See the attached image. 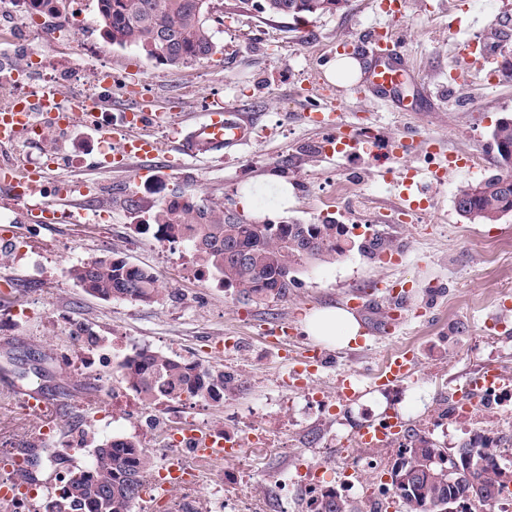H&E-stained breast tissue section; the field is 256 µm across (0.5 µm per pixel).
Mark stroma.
Listing matches in <instances>:
<instances>
[{
    "label": "stroma",
    "mask_w": 512,
    "mask_h": 512,
    "mask_svg": "<svg viewBox=\"0 0 512 512\" xmlns=\"http://www.w3.org/2000/svg\"><path fill=\"white\" fill-rule=\"evenodd\" d=\"M395 27L404 35L420 81L443 85L432 100L419 97L418 83L398 94L416 104L413 112H393L374 92L352 93L329 82L319 88L337 55H356V45L372 26L385 23L370 0H346L335 12L304 18L272 17L256 0H215L213 31L218 51L211 58L172 68L147 59L139 50L107 40L96 0H70L80 28L74 40L46 51L50 69L70 72L99 66L112 74L118 108L146 98L178 115L198 116L207 100L249 113L254 140L223 158L195 161L174 152L161 154L156 172L141 175L138 163L121 164L117 146L99 150L87 137L81 151L61 135L36 145L0 149V166L26 156L33 161L54 154L97 190L96 206L108 222L41 224L30 221L0 192V215L26 237L29 260L0 266V315L18 307L42 312L39 320L0 331V478L15 477L32 496L27 512H44L48 497L70 471L87 466L98 445L113 433L132 435L127 418L112 416V403L95 377L76 380L61 367L57 351L65 341L63 320L102 329L100 348L111 353L119 336L129 349L149 347L177 352L236 374L241 388L210 407L209 423L244 435L254 422L266 424L270 441L242 445L238 457L199 461L178 446L152 449L154 465L183 457L196 474L189 494L204 499L223 485L224 501L213 512H312L313 500L297 479L300 466L316 469L318 490L334 491L357 512H371L367 488H389V473L416 433L453 447L469 436L465 425L450 422L448 405L468 380L493 366L512 377V214L494 224L472 223L455 209L459 187L495 173L498 155L491 133L512 118V0H405ZM503 29L507 41L493 44L489 33ZM467 76L473 106L460 105L447 90L449 71ZM359 127H372L380 142L416 129L422 146L401 161L402 169L426 179V193H413L415 208L401 212L399 190L369 153H337L336 135L312 121L324 98ZM476 155V172L446 167L455 156ZM445 167L441 181L431 174ZM286 179L293 198L281 205L273 178ZM255 189L252 206L241 191ZM136 208H128L127 198ZM189 197L206 199L253 219L262 208L273 224H316L331 218L341 224L351 249L328 262L299 267L287 297L244 302L239 292L217 278L192 279L167 258L154 236V216L163 203ZM379 236L389 242L380 255L363 245ZM112 252L154 271L162 286L155 303L107 302L80 288L73 266ZM380 278L404 296L400 323L382 331L388 302L382 292L368 299L355 289ZM324 307H345L356 317L361 335L347 346H321L325 359L316 372L293 381L294 361L283 357L272 332L291 333L292 349L317 345L302 316ZM408 349L415 356L413 375L392 387L373 377L391 353ZM358 373L361 393L351 401L336 395V376ZM42 388L51 407L35 414L22 400L26 389ZM400 417L401 438L386 448H355L351 439L368 425ZM81 435L82 449L63 460L48 461L46 450L60 438ZM354 470L355 485L344 482Z\"/></svg>",
    "instance_id": "obj_1"
}]
</instances>
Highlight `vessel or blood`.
Segmentation results:
<instances>
[{"label":"vessel or blood","instance_id":"obj_1","mask_svg":"<svg viewBox=\"0 0 512 512\" xmlns=\"http://www.w3.org/2000/svg\"><path fill=\"white\" fill-rule=\"evenodd\" d=\"M366 38L371 46V63L365 73L364 85L381 97H395L397 90L412 79L408 57L399 44L396 32L375 28L368 31ZM148 117L159 126L168 125L173 119L172 114L155 113L150 105L140 104L125 111L122 122L110 129L123 161L140 162V170L144 173L149 172V163L159 151L157 141L143 129V121ZM319 119L321 124L335 129L337 138L349 153L363 149L361 133L353 131L351 125L337 121L334 103H327ZM252 133L253 123L247 113L216 101L186 127L177 140V147L187 157L212 158L223 155L226 149L247 144ZM72 183L73 191L57 194L48 200L41 196L39 190H32L25 202L31 220L39 221L42 213L53 208H78L80 200L77 188L83 180L76 177ZM413 361V354L407 352L389 357L375 377L376 384L392 386L404 381L412 374ZM400 431V420L391 418L385 424L361 429L359 436L362 443L381 447L395 441Z\"/></svg>","mask_w":512,"mask_h":512}]
</instances>
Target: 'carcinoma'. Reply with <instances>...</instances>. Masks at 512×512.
Here are the masks:
<instances>
[{"label":"carcinoma","instance_id":"1","mask_svg":"<svg viewBox=\"0 0 512 512\" xmlns=\"http://www.w3.org/2000/svg\"><path fill=\"white\" fill-rule=\"evenodd\" d=\"M214 0H97L101 30L112 44L136 48L150 60L182 67L205 60L217 50L212 30ZM345 0H270L268 14L277 17L319 16L331 13ZM167 36V43L154 38ZM499 170L458 190L455 207L477 214L483 223H495L512 214V119L493 129ZM156 223L169 231L187 226L188 241L207 268L230 288L238 285L248 300L284 298L289 284L283 277L305 260V254L324 261L341 255L336 225L228 224L224 208L193 200L161 206ZM72 278L92 296L103 300L154 302L161 288L156 273L120 256L102 253L75 266ZM119 374L141 400L179 402L182 398L213 399L233 394L237 378L218 366H204L143 348L120 364ZM469 449L470 461L453 470L439 485L405 487L391 483L394 497L406 512H444L448 502L469 499L473 506L496 503L512 482V471L500 463V449L488 438L476 437L452 448L438 446L424 436H412L408 455L399 456L402 466L418 468L430 456ZM152 461L147 449L131 440L108 441L95 450L91 465L70 472L61 487L64 512H132L140 498ZM314 512H354L346 499L325 493L316 499Z\"/></svg>","mask_w":512,"mask_h":512}]
</instances>
